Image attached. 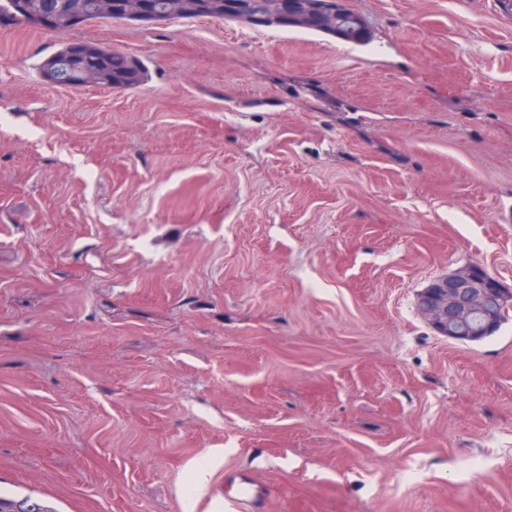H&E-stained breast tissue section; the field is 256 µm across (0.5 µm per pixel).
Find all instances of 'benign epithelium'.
<instances>
[{"label": "benign epithelium", "mask_w": 512, "mask_h": 512, "mask_svg": "<svg viewBox=\"0 0 512 512\" xmlns=\"http://www.w3.org/2000/svg\"><path fill=\"white\" fill-rule=\"evenodd\" d=\"M306 17L322 13L336 20V28L348 33L367 29L366 21L349 16L342 9L341 0H308L304 3ZM129 15L146 23L166 21L165 15L155 12L150 0H133ZM97 51L90 42L74 43L63 55H54L45 61L43 77L52 85L59 61L72 65L73 60ZM512 306V290L503 287L482 265L472 263L449 271L429 282L418 294L417 309L420 315L439 334L460 343L479 342L499 326L500 313Z\"/></svg>", "instance_id": "benign-epithelium-1"}]
</instances>
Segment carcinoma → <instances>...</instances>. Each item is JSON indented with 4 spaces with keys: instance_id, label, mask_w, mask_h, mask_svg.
I'll return each instance as SVG.
<instances>
[{
    "instance_id": "obj_1",
    "label": "carcinoma",
    "mask_w": 512,
    "mask_h": 512,
    "mask_svg": "<svg viewBox=\"0 0 512 512\" xmlns=\"http://www.w3.org/2000/svg\"><path fill=\"white\" fill-rule=\"evenodd\" d=\"M156 9L173 19L211 17L224 20H240L252 23L256 16H273L280 12V0H234V5L224 7L226 0H153ZM127 12V0H112V14L108 17L97 10L96 0H0V19L6 24L33 23L35 15L42 14L53 19L54 30L65 31L88 20H121ZM118 72L129 71L134 78L126 81L125 87L139 84L145 76L144 65L135 58L115 54L100 47L93 58L84 60V68L97 84H104V69ZM0 512H56L50 506L0 495Z\"/></svg>"
}]
</instances>
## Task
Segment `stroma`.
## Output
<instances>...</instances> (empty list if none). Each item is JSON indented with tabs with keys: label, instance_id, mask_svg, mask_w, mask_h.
<instances>
[{
	"label": "stroma",
	"instance_id": "1",
	"mask_svg": "<svg viewBox=\"0 0 512 512\" xmlns=\"http://www.w3.org/2000/svg\"><path fill=\"white\" fill-rule=\"evenodd\" d=\"M370 43L214 18L0 26V495L57 512H512V14L344 0ZM92 41L132 89L40 64ZM224 459L187 492L211 449ZM117 72L130 71L135 77L127 80L122 88H131L139 84L145 76L144 65L135 58H130L120 54L112 53L110 49L100 46V51L95 55V58H88L84 60V68L87 70L97 84L104 85L103 70L107 65ZM511 306L512 290L478 263L431 280L417 301L418 312L437 333L460 343L489 338L508 320L510 312L499 325L500 313Z\"/></svg>",
	"mask_w": 512,
	"mask_h": 512
}]
</instances>
